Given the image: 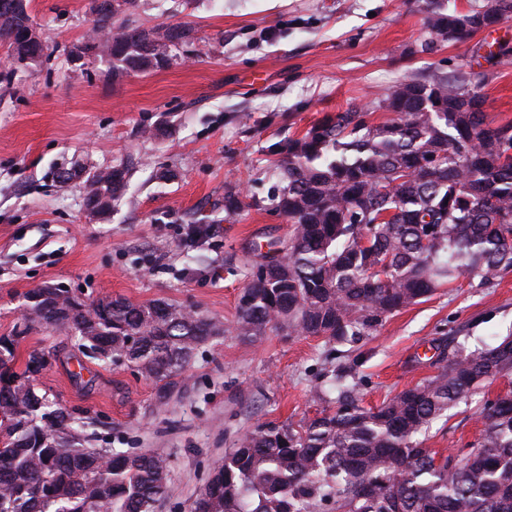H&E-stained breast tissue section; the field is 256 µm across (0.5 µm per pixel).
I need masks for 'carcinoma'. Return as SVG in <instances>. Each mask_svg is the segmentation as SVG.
<instances>
[{"instance_id": "carcinoma-1", "label": "carcinoma", "mask_w": 512, "mask_h": 512, "mask_svg": "<svg viewBox=\"0 0 512 512\" xmlns=\"http://www.w3.org/2000/svg\"><path fill=\"white\" fill-rule=\"evenodd\" d=\"M134 4L123 0L112 13L91 5L83 40L117 72L162 68L187 38L184 25L131 23ZM511 20L512 0L466 13L427 0L426 28L443 42L468 44ZM17 26L0 10V43L20 61ZM484 106L468 72L414 76L378 104L395 114L385 123L351 106L272 144L281 182L274 202L293 232L248 274L236 334L252 340L286 326L343 342L463 275L489 282L512 270V121L487 120ZM56 178L82 180L86 203L105 214L127 191L130 170L75 164ZM45 291L67 315L50 320L36 302L24 330L50 329L87 356L127 362L164 394L198 346L223 332L200 312L160 301L85 304L60 287L28 295ZM17 343L0 338V512H154L167 490V459L84 447L85 423L34 385L41 354L31 352L21 372L9 366ZM438 350L436 375L378 407H362L338 379L328 389L333 407L319 416L295 428L256 427L225 452L188 512H512V391L482 403V433L462 457L438 463L418 439L483 383L512 374V336Z\"/></svg>"}]
</instances>
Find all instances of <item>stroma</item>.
<instances>
[{
	"instance_id": "stroma-1",
	"label": "stroma",
	"mask_w": 512,
	"mask_h": 512,
	"mask_svg": "<svg viewBox=\"0 0 512 512\" xmlns=\"http://www.w3.org/2000/svg\"><path fill=\"white\" fill-rule=\"evenodd\" d=\"M90 3L30 0L49 54L0 80V337H18V371L30 352L50 353L35 384L86 418L89 447L167 459L155 512H187L225 450L255 427L318 415L336 375L375 407L435 375L438 342L472 347L512 333V272L489 283L462 276L342 344L278 329L249 341L234 331L254 246L292 233L271 201L278 175L268 146L352 105L385 121L378 102L409 74L469 68L467 46L431 42L425 0H139L133 24L181 23L191 41L170 65L137 74L97 59L73 64ZM477 72L488 118L512 121V59ZM146 126L161 135H141ZM75 162L131 166L130 188L106 219L86 216L81 181L53 179ZM229 190L243 201L232 215ZM191 224L209 232L190 248ZM44 285L88 302L190 307L224 333L198 347L178 391L164 397L131 365L83 356L49 329L24 332V297ZM481 430L463 404L433 423L425 445L445 455Z\"/></svg>"
}]
</instances>
